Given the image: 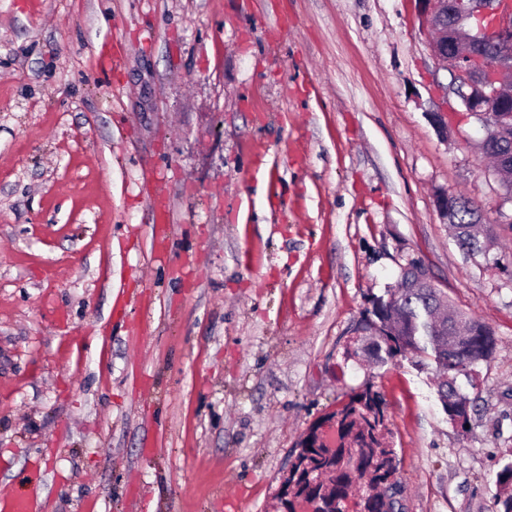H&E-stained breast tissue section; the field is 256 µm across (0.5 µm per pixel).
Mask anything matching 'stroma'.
Returning a JSON list of instances; mask_svg holds the SVG:
<instances>
[{"label": "stroma", "mask_w": 512, "mask_h": 512, "mask_svg": "<svg viewBox=\"0 0 512 512\" xmlns=\"http://www.w3.org/2000/svg\"><path fill=\"white\" fill-rule=\"evenodd\" d=\"M415 0H0V498L276 512L309 428L370 388L402 512H491L512 452V195ZM497 236L464 257L436 206ZM168 203L164 252L153 200ZM421 262L490 325L449 423L432 360L367 354Z\"/></svg>", "instance_id": "35a3bbf8"}]
</instances>
